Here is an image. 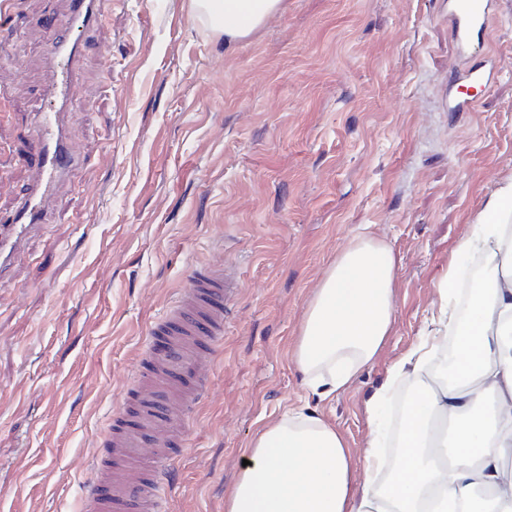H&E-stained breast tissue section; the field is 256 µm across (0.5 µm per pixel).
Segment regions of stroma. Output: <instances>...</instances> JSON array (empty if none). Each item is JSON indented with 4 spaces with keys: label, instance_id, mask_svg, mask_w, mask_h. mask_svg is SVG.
<instances>
[{
    "label": "stroma",
    "instance_id": "obj_1",
    "mask_svg": "<svg viewBox=\"0 0 512 512\" xmlns=\"http://www.w3.org/2000/svg\"><path fill=\"white\" fill-rule=\"evenodd\" d=\"M483 51L493 86L446 106L462 62L444 0H284L228 44L190 0H100L69 137L81 155L0 288V512H81L86 468L158 319L201 262L235 269L211 392L166 512H224L256 431L302 403L361 469L366 403L440 304L439 279L512 177V0ZM69 0H10L0 21V205L26 179L44 66ZM397 259L393 325L329 403L291 353L307 304L353 235Z\"/></svg>",
    "mask_w": 512,
    "mask_h": 512
}]
</instances>
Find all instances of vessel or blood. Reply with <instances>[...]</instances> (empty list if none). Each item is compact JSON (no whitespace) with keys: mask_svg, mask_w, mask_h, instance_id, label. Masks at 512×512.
I'll use <instances>...</instances> for the list:
<instances>
[{"mask_svg":"<svg viewBox=\"0 0 512 512\" xmlns=\"http://www.w3.org/2000/svg\"><path fill=\"white\" fill-rule=\"evenodd\" d=\"M495 6L496 0H448L451 33L462 54H470L486 35ZM99 20V0H70L48 59L45 105L34 115V135L25 148L28 177L21 201L0 212V288L14 286L28 242L46 220L47 202L79 160L67 135V116L78 92L80 32ZM494 78L493 69L483 65L458 72L450 111H473L476 92L488 90ZM232 292L223 263L193 267L188 282L152 325V335L163 337L165 346L149 350L125 405L112 415L84 489L85 512H163L177 481L176 462L190 420L210 388Z\"/></svg>","mask_w":512,"mask_h":512,"instance_id":"obj_1","label":"vessel or blood"}]
</instances>
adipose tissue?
Here are the masks:
<instances>
[{
    "instance_id": "adipose-tissue-1",
    "label": "adipose tissue",
    "mask_w": 512,
    "mask_h": 512,
    "mask_svg": "<svg viewBox=\"0 0 512 512\" xmlns=\"http://www.w3.org/2000/svg\"><path fill=\"white\" fill-rule=\"evenodd\" d=\"M191 7L196 19L235 42L278 14L283 0H191ZM458 251L485 259L490 294L458 315L456 271L448 269L423 335L369 399L374 421L399 382L418 379L406 395L394 462L379 454L375 431L362 471L354 473L343 435L302 405L256 432L248 464L224 497L225 512H512V342L504 339L512 329V179L488 199ZM395 270L392 247L366 233L328 267L292 354L318 400L345 391L378 355L392 326ZM450 339V373L431 371L433 354ZM433 419L454 422L444 470L427 449Z\"/></svg>"
}]
</instances>
